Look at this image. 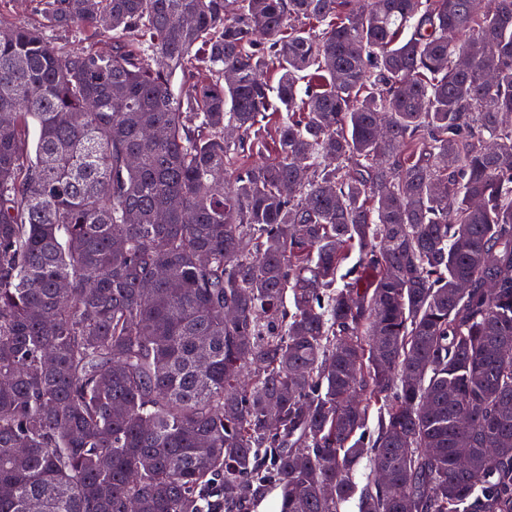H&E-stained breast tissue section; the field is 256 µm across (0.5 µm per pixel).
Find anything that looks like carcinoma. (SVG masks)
<instances>
[{"label":"carcinoma","mask_w":512,"mask_h":512,"mask_svg":"<svg viewBox=\"0 0 512 512\" xmlns=\"http://www.w3.org/2000/svg\"><path fill=\"white\" fill-rule=\"evenodd\" d=\"M40 4L0 40V512H512V0ZM277 500V492L272 488H268L257 495L248 497L245 500L243 505L244 511L242 512H278V508L275 507ZM271 504H274L275 511H266L271 510Z\"/></svg>","instance_id":"1"}]
</instances>
